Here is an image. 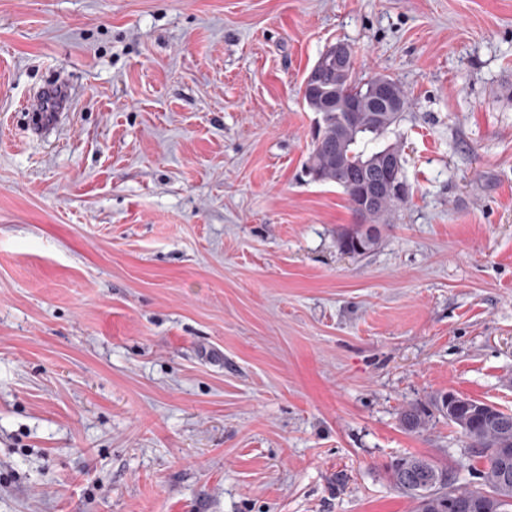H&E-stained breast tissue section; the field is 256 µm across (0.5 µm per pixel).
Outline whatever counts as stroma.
<instances>
[{
    "instance_id": "1",
    "label": "stroma",
    "mask_w": 512,
    "mask_h": 512,
    "mask_svg": "<svg viewBox=\"0 0 512 512\" xmlns=\"http://www.w3.org/2000/svg\"><path fill=\"white\" fill-rule=\"evenodd\" d=\"M339 41L409 98L355 257L305 170ZM447 391L512 412V0H0V512H412L396 458L483 466L400 423ZM57 102V89L48 88L33 103H27V107L33 112L32 120L42 130H54L64 123L67 113L65 109L58 107Z\"/></svg>"
}]
</instances>
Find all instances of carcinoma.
Returning <instances> with one entry per match:
<instances>
[{"label": "carcinoma", "instance_id": "obj_1", "mask_svg": "<svg viewBox=\"0 0 512 512\" xmlns=\"http://www.w3.org/2000/svg\"><path fill=\"white\" fill-rule=\"evenodd\" d=\"M310 80L303 81V100L321 115L320 130L313 137L306 162L312 179L334 183L347 196L350 208L364 221L338 238L344 253L362 255L374 247L379 228L389 222L407 198L386 194L368 211L359 208V196L351 185L372 176L365 166L371 158L387 153L402 158L397 142L381 149L368 145L396 125L409 101L403 86L387 75L358 80L354 70L313 66ZM379 82L390 88V98L379 101L370 88ZM486 403L448 391L433 397L430 404L410 403L401 412L406 430L427 429L439 413L459 430L466 447L483 460L481 482L472 487L457 484L448 468L417 456H404L389 467L393 485L413 503V512H512V413L488 412Z\"/></svg>", "mask_w": 512, "mask_h": 512}]
</instances>
